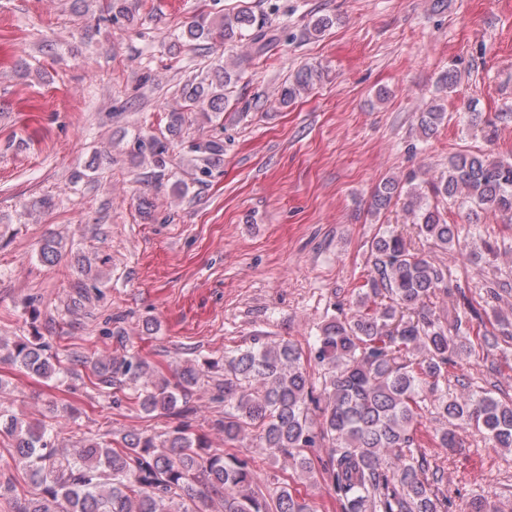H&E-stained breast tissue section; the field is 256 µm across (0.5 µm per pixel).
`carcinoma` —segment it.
<instances>
[{"mask_svg": "<svg viewBox=\"0 0 512 512\" xmlns=\"http://www.w3.org/2000/svg\"><path fill=\"white\" fill-rule=\"evenodd\" d=\"M131 0H104L98 20L133 23ZM249 40L261 56L273 41L251 7L240 5L213 18L200 12L175 36L188 43ZM323 69L307 65L283 85L288 103L308 91ZM233 75L222 65L203 69L179 86L184 106L167 113L166 137L137 136L133 152L150 158L158 176L165 175L169 138L183 134L186 113L195 110L209 121H219L231 106ZM446 118L439 104L420 113V128L433 134ZM197 181L203 182L224 156V141L194 140ZM409 177L403 186L386 180L375 190V210L404 197L413 216L416 238L384 231L371 243V270L358 289L350 313L331 316L320 327L308 350L290 341L263 342L236 349L224 363L203 360L176 372L175 380L158 374L134 354L94 362L97 384L110 387L127 381L137 385L135 399L151 414L172 412L201 378L224 370V417L216 425L224 438L238 441L254 432L261 447L275 458H291L295 470L316 479L309 451L323 442L331 445L321 463L340 512H448V491L441 487L438 469H430L419 453L417 438L423 418L436 415L442 448L460 445L457 432L474 428L495 448L512 451V399L502 400L488 389L475 390L464 376H456L460 393L440 387L448 367L476 353L471 335L483 324L461 285L454 291L462 309L453 319L455 335H448V319L430 307L431 299L446 294L448 266L436 263L424 248L448 250L460 244L461 225L450 224L430 203L429 196L512 217V160L481 154L448 158L427 190ZM62 239L44 240L39 255L54 264L63 258ZM47 341L33 343L21 337L0 343V361L23 375L49 379L64 373L58 355H48ZM325 367L323 396L314 393L306 362ZM0 438L8 441L22 478L0 483L7 492L24 482L35 490L17 512H204L207 500H216L224 512H314L288 484L263 476L248 460L234 453L211 450L186 426L158 436L128 435L123 447H112L108 434L78 432L72 448L55 443L54 429L43 421H28L0 411ZM203 481L206 492L195 489ZM265 483V490L258 489Z\"/></svg>", "mask_w": 512, "mask_h": 512, "instance_id": "obj_1", "label": "carcinoma"}]
</instances>
